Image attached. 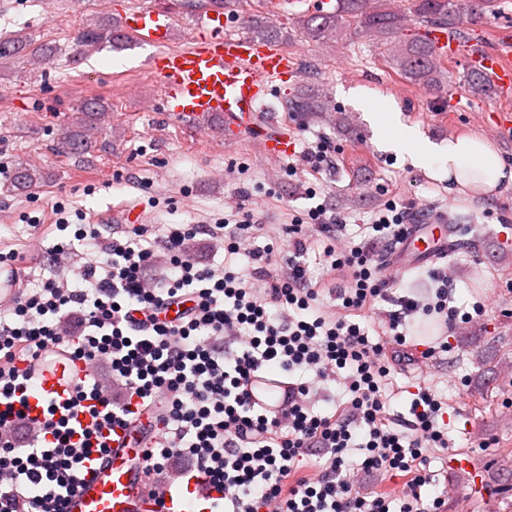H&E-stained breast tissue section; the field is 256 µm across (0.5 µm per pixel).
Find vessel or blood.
<instances>
[{
	"label": "vessel or blood",
	"instance_id": "obj_1",
	"mask_svg": "<svg viewBox=\"0 0 512 512\" xmlns=\"http://www.w3.org/2000/svg\"><path fill=\"white\" fill-rule=\"evenodd\" d=\"M223 9L201 12L197 19L199 36L189 46L170 47L173 17L163 8L129 7L123 17L126 35L158 48L152 67L159 83L165 112L187 123L213 116L224 120V134L239 138L261 133L266 154L290 153L291 137L286 128L264 129L261 113L278 81L296 72L295 54L267 41L240 33L225 32ZM438 53L466 56L480 67L504 98L512 97V37L501 36L496 48L486 49L480 36L466 41L448 40L433 31ZM432 242L421 245L420 235L408 236L409 247L418 256L434 258L449 235L446 224L427 225ZM33 382L29 391L30 417H40L52 404H65L87 369L58 345H48L31 363ZM147 416L129 420L112 429L106 453L87 462L79 487L69 495L66 512H212V497L202 488L169 492L164 505H157L147 486L144 455Z\"/></svg>",
	"mask_w": 512,
	"mask_h": 512
}]
</instances>
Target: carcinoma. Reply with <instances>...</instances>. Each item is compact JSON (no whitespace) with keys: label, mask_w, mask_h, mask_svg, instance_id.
I'll list each match as a JSON object with an SVG mask.
<instances>
[{"label":"carcinoma","mask_w":512,"mask_h":512,"mask_svg":"<svg viewBox=\"0 0 512 512\" xmlns=\"http://www.w3.org/2000/svg\"><path fill=\"white\" fill-rule=\"evenodd\" d=\"M370 0H339L336 11L320 14L301 21L303 33L312 39L321 37L326 31L340 32L351 29L354 34L365 37L382 49L399 73L406 79L419 81L428 87L441 86L443 77L441 60L428 36H420L408 41L398 37V24L395 15L379 6L369 9ZM493 0H475L471 14H461L454 0H411L413 13L418 23L428 28L446 29L459 38L464 37L467 26L491 8ZM122 41L128 37L108 25H99L79 34V40L87 45L102 40ZM27 52L33 56H45L51 52L47 45H34L23 35L0 41V57L3 55ZM469 91L482 96L490 91V82L481 72L469 76ZM286 107L292 112L313 114L329 108L328 97L321 90L310 88L289 99ZM105 111L104 102L91 100L85 103L79 126L64 133L57 143V151L66 155H85L93 151L92 131L98 113ZM43 178V174L28 166L16 170L13 187L24 190L33 187Z\"/></svg>","instance_id":"carcinoma-1"}]
</instances>
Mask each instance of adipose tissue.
<instances>
[{
	"instance_id": "1",
	"label": "adipose tissue",
	"mask_w": 512,
	"mask_h": 512,
	"mask_svg": "<svg viewBox=\"0 0 512 512\" xmlns=\"http://www.w3.org/2000/svg\"><path fill=\"white\" fill-rule=\"evenodd\" d=\"M373 121L380 142L388 150L408 151V144L417 142V149L410 151L413 164L432 173L444 170L451 192L489 197L512 189V167L482 138H452L442 148L402 130L396 113L374 114Z\"/></svg>"
}]
</instances>
